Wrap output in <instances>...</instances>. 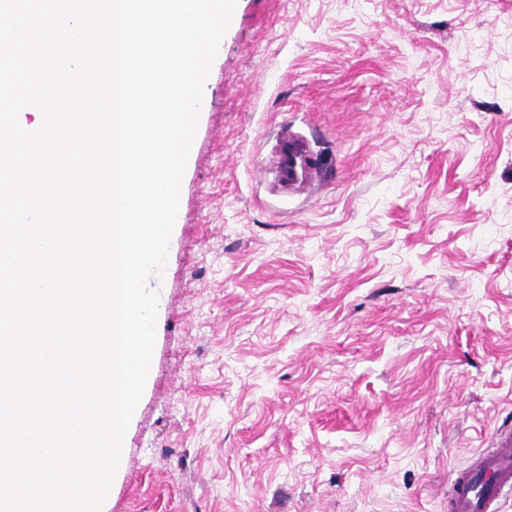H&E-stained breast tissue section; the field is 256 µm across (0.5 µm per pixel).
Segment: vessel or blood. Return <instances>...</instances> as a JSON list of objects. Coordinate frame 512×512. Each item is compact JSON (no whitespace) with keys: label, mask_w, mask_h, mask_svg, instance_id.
Returning <instances> with one entry per match:
<instances>
[{"label":"vessel or blood","mask_w":512,"mask_h":512,"mask_svg":"<svg viewBox=\"0 0 512 512\" xmlns=\"http://www.w3.org/2000/svg\"><path fill=\"white\" fill-rule=\"evenodd\" d=\"M274 169L288 186L307 180L304 148L286 143L279 151ZM512 495V431L493 437L492 448L478 454L456 473L448 495L450 512H498L504 495Z\"/></svg>","instance_id":"1"}]
</instances>
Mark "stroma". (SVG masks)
<instances>
[{
  "label": "stroma",
  "instance_id": "35a3bbf8",
  "mask_svg": "<svg viewBox=\"0 0 512 512\" xmlns=\"http://www.w3.org/2000/svg\"><path fill=\"white\" fill-rule=\"evenodd\" d=\"M157 287L102 512H448L512 419V0H237ZM274 170L280 181L288 187L302 181H308L304 148L299 144L288 141L278 153Z\"/></svg>",
  "mask_w": 512,
  "mask_h": 512
}]
</instances>
